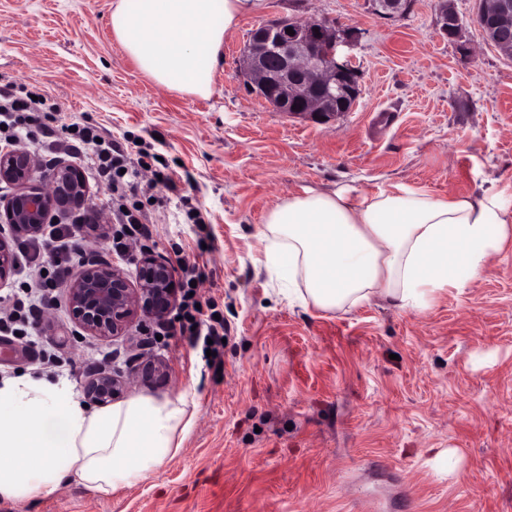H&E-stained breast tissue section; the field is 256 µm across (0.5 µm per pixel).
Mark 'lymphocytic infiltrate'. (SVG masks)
Here are the masks:
<instances>
[{"label": "lymphocytic infiltrate", "instance_id": "f902f5d3", "mask_svg": "<svg viewBox=\"0 0 512 512\" xmlns=\"http://www.w3.org/2000/svg\"><path fill=\"white\" fill-rule=\"evenodd\" d=\"M54 120L52 107L46 106L43 100L21 98L0 89V126L5 129L6 139L17 145L39 143L47 153L76 152L81 144L95 143L96 150L87 162L88 168L96 179L105 182L127 202L126 209L113 214L116 223L123 228V238L117 241V249L126 253L150 239L149 215L131 197L145 168L144 159L133 157L127 145L103 135L100 127L90 119L74 122L72 129L62 134L54 128ZM71 234V228L65 225L24 241L20 252L26 259L25 286L17 293L0 295V330L18 335L25 351L35 360L48 358L39 339L41 313L56 301L58 288L74 261ZM206 267L203 260L181 263L184 296L171 331L185 336L193 345L202 339L209 340L212 354L208 362L218 366L224 352V323L202 308L200 296L192 292L193 284H204Z\"/></svg>", "mask_w": 512, "mask_h": 512}]
</instances>
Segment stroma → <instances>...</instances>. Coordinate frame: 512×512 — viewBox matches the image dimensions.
<instances>
[{
	"label": "stroma",
	"instance_id": "obj_1",
	"mask_svg": "<svg viewBox=\"0 0 512 512\" xmlns=\"http://www.w3.org/2000/svg\"><path fill=\"white\" fill-rule=\"evenodd\" d=\"M113 0H0V86L128 137L174 173L149 248L175 263L209 239L202 294L228 328L220 369L181 337L148 345L164 385L193 391L176 454L103 499L77 480L0 512H512V239L486 275L448 288L415 315L378 301L349 314L288 306L262 266L267 211L305 188L370 192L406 183L435 196L496 193L512 212V59L454 0L460 41L440 30L439 0L397 20L370 0H265L224 38L201 98L158 86L113 42ZM274 16L358 28L360 96L329 122L277 111L237 78L252 29ZM189 195L207 232L189 222ZM60 375L83 393L90 357L127 370L123 337L81 335L67 305L43 319Z\"/></svg>",
	"mask_w": 512,
	"mask_h": 512
}]
</instances>
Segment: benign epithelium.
Listing matches in <instances>:
<instances>
[{
	"label": "benign epithelium",
	"instance_id": "benign-epithelium-1",
	"mask_svg": "<svg viewBox=\"0 0 512 512\" xmlns=\"http://www.w3.org/2000/svg\"><path fill=\"white\" fill-rule=\"evenodd\" d=\"M410 8L409 0H380L378 14L398 19ZM439 18L444 32L462 39V24L452 0H440ZM476 23L482 31L495 34L498 48L512 57V0H478ZM288 28L294 34H287ZM360 36L357 28L325 17L270 18L252 32L237 76L279 112L329 121L350 111L360 95L353 55ZM40 168L32 152L0 148V182L17 187L14 195L0 198V223L21 235L39 234L57 210L85 198L82 176L70 164H55L46 180L38 176ZM14 270V253L0 240V284L7 282ZM175 285L171 266L145 252L134 281L111 263L92 256L66 281L65 289L73 322L91 336L108 338L131 334L140 318L165 320L176 303ZM166 375L164 363L139 354L123 377L93 372L86 392L107 403L123 396L135 380Z\"/></svg>",
	"mask_w": 512,
	"mask_h": 512
}]
</instances>
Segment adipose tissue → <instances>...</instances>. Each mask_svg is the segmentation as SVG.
I'll list each match as a JSON object with an SVG mask.
<instances>
[{"mask_svg":"<svg viewBox=\"0 0 512 512\" xmlns=\"http://www.w3.org/2000/svg\"><path fill=\"white\" fill-rule=\"evenodd\" d=\"M263 0H114L112 35L156 84L206 97L224 37ZM512 238L493 193L435 197L394 185L308 189L268 211L265 266L290 303L348 313L378 300L431 309L446 288L480 280ZM195 399L134 394L87 408L63 379L0 378V502L51 494L69 474L101 497L138 483L177 452Z\"/></svg>","mask_w":512,"mask_h":512,"instance_id":"1","label":"adipose tissue"}]
</instances>
